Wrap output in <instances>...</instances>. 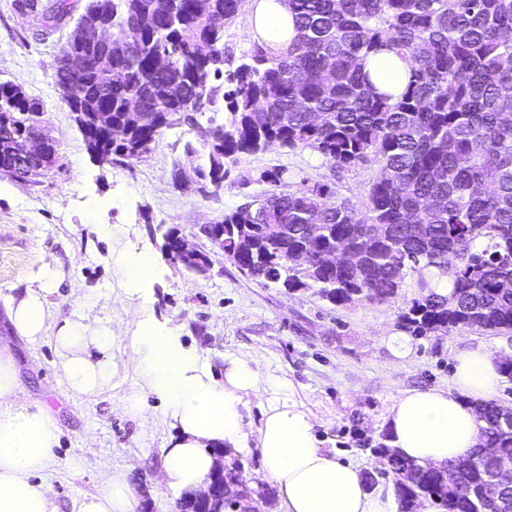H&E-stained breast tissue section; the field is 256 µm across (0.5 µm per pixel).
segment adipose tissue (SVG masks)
I'll list each match as a JSON object with an SVG mask.
<instances>
[{"label": "adipose tissue", "instance_id": "obj_1", "mask_svg": "<svg viewBox=\"0 0 512 512\" xmlns=\"http://www.w3.org/2000/svg\"><path fill=\"white\" fill-rule=\"evenodd\" d=\"M249 32L271 51H285L296 36L287 0H253ZM371 81L400 93L407 64L383 51L365 59ZM9 319L19 337L40 339L48 314L45 294L25 289L11 297ZM61 378L69 390L92 394L112 378V331L101 324L67 322L55 338ZM140 382L123 402L125 410L148 416L147 397L157 398L163 419L178 436L161 448L160 483L173 495L203 490L216 465L214 449L238 448L256 437L262 479L279 492L281 512H399L392 488L366 489L358 466L337 460L319 447L316 416L295 402L269 406L259 428L245 410L264 392H286V382L264 377L251 360L237 359L216 380L195 349L184 346L180 328L140 319L130 338ZM501 380L500 361L481 345L454 354V389H412L388 410L391 443L421 465L439 467L464 458L481 445V423L474 405L492 398ZM19 377L8 342L0 340V512H56L51 485L40 474L53 459L60 429L48 409L19 397ZM73 512H137L138 499L125 474L107 476L98 491L73 500Z\"/></svg>", "mask_w": 512, "mask_h": 512}]
</instances>
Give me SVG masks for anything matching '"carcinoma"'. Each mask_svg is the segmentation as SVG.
Instances as JSON below:
<instances>
[{"mask_svg":"<svg viewBox=\"0 0 512 512\" xmlns=\"http://www.w3.org/2000/svg\"><path fill=\"white\" fill-rule=\"evenodd\" d=\"M297 36L273 53L254 43L241 63L224 51V26L246 0H89L81 17H102L112 43L67 42L55 84L68 107L86 116L83 135L101 113L121 127L119 143L99 134L106 151L133 164L146 158L168 128L186 127L208 154L201 176L272 145L309 149L335 168L374 164L362 199H340L326 183L290 189L286 170H266L272 185L224 215L221 253L262 287L316 288L336 304L386 303L405 278L421 288L402 315L416 336L456 327L512 332V0H287ZM14 6L52 29L69 0H15ZM387 49L411 79L397 96L379 90L363 59ZM112 55V70L97 58ZM223 113L222 122L200 117ZM45 123L42 104L14 84L0 83V163L12 143ZM307 249L312 262L296 269L287 257ZM168 259L203 270L169 245ZM446 278L450 291L434 289ZM484 447L512 458V431L499 424L500 406H476ZM374 453L392 477L400 512L427 498L440 512H479L471 487L496 461L473 449L471 465L435 469L389 446ZM224 482L237 493L226 507L256 504L270 512L275 495L254 488L243 466L225 453Z\"/></svg>","mask_w":512,"mask_h":512,"instance_id":"obj_1","label":"carcinoma"}]
</instances>
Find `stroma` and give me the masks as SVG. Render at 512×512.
Here are the masks:
<instances>
[{
    "label": "stroma",
    "instance_id": "obj_1",
    "mask_svg": "<svg viewBox=\"0 0 512 512\" xmlns=\"http://www.w3.org/2000/svg\"><path fill=\"white\" fill-rule=\"evenodd\" d=\"M72 4V16L46 30L17 12L13 0H0V82L19 85L43 102L58 141V161L39 183L0 177V336L9 333L10 296L40 288L45 269L57 272L46 296L53 311L50 329L34 343L13 340L12 352L25 396L44 402L59 421L60 444L43 474L58 512H70L75 494L95 492L102 477L119 468L138 497L139 512L177 510L176 500L158 485L159 447L173 429L122 408L138 383L128 337L145 316L177 324L183 343L210 364L216 379H223L232 360L247 358L270 378L290 381L295 400L318 417L321 447L383 483L374 450L385 440L387 409L399 393L452 388L457 348L481 344L495 356H509L512 336L468 328L415 336L410 356L399 359L388 338L404 332L400 316L420 295L415 277H406L390 302L337 305L314 288L261 287L221 255L204 275L171 264L163 251L165 234L176 228L189 235L198 225L222 220L266 190L259 180L263 171L286 169L295 186L304 179L328 182L338 197L355 201L376 169L336 171L311 150L274 145L228 165L218 193H201L193 179L177 189L174 163L208 164L204 152L186 155L192 136L178 128L166 131L140 162H96L54 80L57 56L86 0ZM103 224L109 233L100 232ZM124 251L150 254L157 274L143 296L120 306L115 299L123 284L114 259ZM87 310L112 330V380L95 395L69 391L57 367L58 328Z\"/></svg>",
    "mask_w": 512,
    "mask_h": 512
}]
</instances>
